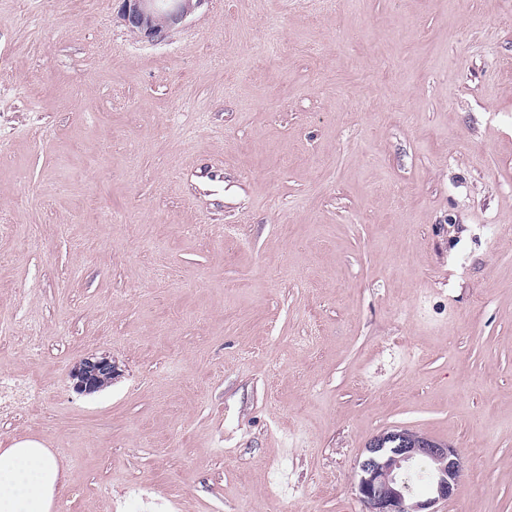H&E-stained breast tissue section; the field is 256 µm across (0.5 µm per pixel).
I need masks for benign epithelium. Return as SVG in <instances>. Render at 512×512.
Segmentation results:
<instances>
[{
  "label": "benign epithelium",
  "mask_w": 512,
  "mask_h": 512,
  "mask_svg": "<svg viewBox=\"0 0 512 512\" xmlns=\"http://www.w3.org/2000/svg\"><path fill=\"white\" fill-rule=\"evenodd\" d=\"M206 0H121L120 18L134 35L159 41L182 23ZM112 359L91 356L83 359L72 372L76 390L90 394L112 379ZM390 438L387 448L372 441L359 464L356 491L365 512H437L435 506L454 497L458 491L462 461L456 449L427 439L423 443L404 441L394 431L379 436ZM430 461L432 496L412 500L408 475L411 465Z\"/></svg>",
  "instance_id": "1"
}]
</instances>
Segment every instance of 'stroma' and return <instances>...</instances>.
I'll use <instances>...</instances> for the list:
<instances>
[{
    "instance_id": "1",
    "label": "stroma",
    "mask_w": 512,
    "mask_h": 512,
    "mask_svg": "<svg viewBox=\"0 0 512 512\" xmlns=\"http://www.w3.org/2000/svg\"><path fill=\"white\" fill-rule=\"evenodd\" d=\"M118 10L0 0V448L52 512H362L407 429L512 512V0ZM120 18L134 35L159 41L201 6L204 0H120ZM164 27L159 26V17ZM112 359L104 356H91L84 358L72 372L73 380H76V390L81 393L91 394L98 390L99 386L112 379ZM29 387L9 380L0 381V414L15 408L20 399L28 397ZM64 483L55 456L40 442L0 448V512H51Z\"/></svg>"
}]
</instances>
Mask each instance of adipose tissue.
Segmentation results:
<instances>
[{
	"instance_id": "adipose-tissue-1",
	"label": "adipose tissue",
	"mask_w": 512,
	"mask_h": 512,
	"mask_svg": "<svg viewBox=\"0 0 512 512\" xmlns=\"http://www.w3.org/2000/svg\"><path fill=\"white\" fill-rule=\"evenodd\" d=\"M64 482L55 456L40 442L0 448V512H51Z\"/></svg>"
}]
</instances>
